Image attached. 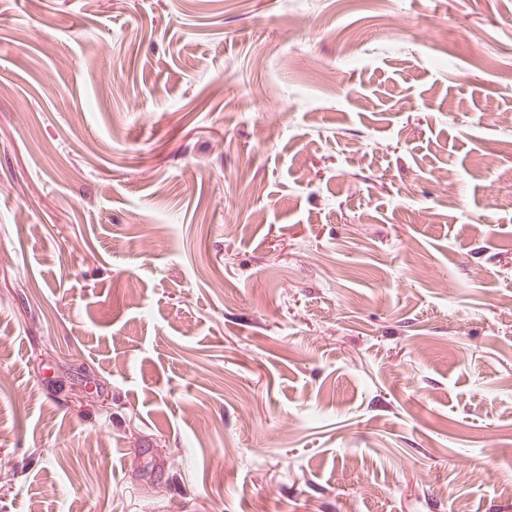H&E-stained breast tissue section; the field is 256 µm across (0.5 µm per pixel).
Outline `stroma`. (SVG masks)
Here are the masks:
<instances>
[{
    "instance_id": "obj_1",
    "label": "stroma",
    "mask_w": 512,
    "mask_h": 512,
    "mask_svg": "<svg viewBox=\"0 0 512 512\" xmlns=\"http://www.w3.org/2000/svg\"><path fill=\"white\" fill-rule=\"evenodd\" d=\"M487 112L512 0H0V512H512Z\"/></svg>"
}]
</instances>
